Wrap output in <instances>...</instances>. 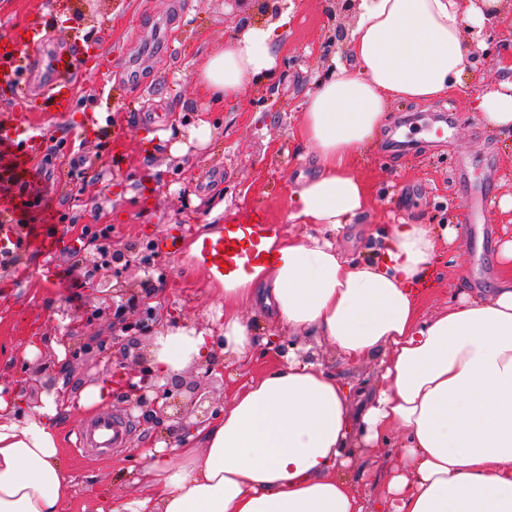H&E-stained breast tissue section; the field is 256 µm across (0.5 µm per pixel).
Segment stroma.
I'll return each mask as SVG.
<instances>
[{
    "label": "stroma",
    "mask_w": 512,
    "mask_h": 512,
    "mask_svg": "<svg viewBox=\"0 0 512 512\" xmlns=\"http://www.w3.org/2000/svg\"><path fill=\"white\" fill-rule=\"evenodd\" d=\"M47 1L66 21L50 31L49 40L95 44L109 64L83 69L79 103L63 122H51V109L40 113L54 164L27 177V193L42 195L67 220L52 227L59 242L56 253L21 248L17 265L0 276V385L11 388L23 385L30 367L44 356L62 367L64 381L73 386L90 368L89 361L55 348L54 342L66 325V311L79 317L78 334L91 339L102 331L90 315L88 292L80 287L89 270L72 253L76 247L83 253L94 249L87 232L91 225L104 226L118 248L153 239L157 261L167 271L152 282L153 306L215 328L214 315L224 299L194 263L187 227L196 225L204 236L259 210L278 232H293L286 221L288 197L299 176L313 170L304 158L305 145L294 135L298 106L329 51L345 53L353 25L352 13H333L331 0H295L276 76L249 85L235 108L212 104L213 141L203 149L189 146L176 168L174 141L166 133L196 123L205 97L195 73L223 41L245 24L262 21L256 0H240L233 7L224 0H0V26L30 18ZM511 66L512 36L504 34L478 59L465 90L429 103H394L389 126L357 158L356 171L370 186L371 202L338 239L347 258L369 257L375 234L399 220L439 224L450 209L459 218L456 238L444 247L441 282L422 303L424 314L446 308L454 292L487 293L497 278L499 242L503 234L512 235V218L497 207L502 197L512 195V132L486 128L469 98L475 90L495 87ZM448 110L453 113L449 132L439 135L425 124V117ZM87 112L101 115L102 132H84ZM462 156L470 160L466 184L454 177ZM474 188L483 189L490 200L475 224L461 206ZM217 200L223 201L224 212L214 218L210 212ZM255 330L258 346L246 369L217 366L211 386L214 408H223L242 374H261L298 345L353 385V409H360L379 382L376 361L345 365L326 344L299 340L261 317ZM31 343L37 351L29 355L25 349ZM105 407L130 425L126 446L105 454L75 446V430L90 420L89 412L73 406L59 419L74 480L72 512L115 497L135 498L140 455L164 440L160 430L145 426L118 400L108 399ZM394 459V449L365 448L346 471L366 512H376L383 471Z\"/></svg>",
    "instance_id": "obj_1"
}]
</instances>
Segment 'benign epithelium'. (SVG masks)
Masks as SVG:
<instances>
[{
  "instance_id": "benign-epithelium-1",
  "label": "benign epithelium",
  "mask_w": 512,
  "mask_h": 512,
  "mask_svg": "<svg viewBox=\"0 0 512 512\" xmlns=\"http://www.w3.org/2000/svg\"><path fill=\"white\" fill-rule=\"evenodd\" d=\"M84 264L96 277L95 285L110 288L105 301L92 309L97 319L106 324L107 335L95 337L88 357L103 358L112 341L121 342L124 356L132 359L135 368L116 375L114 398L138 413L143 422L165 429L170 443L190 435L212 413L207 391V382L212 379L211 366H206L201 377L187 382L175 375L161 376L144 357L143 340L153 336L164 321L176 320V316L149 306L151 298L122 276L126 269H143L139 246L112 250L109 263L100 262L95 249L84 257ZM60 375L51 366L39 364L37 391L57 390Z\"/></svg>"
}]
</instances>
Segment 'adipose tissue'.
Wrapping results in <instances>:
<instances>
[{
  "label": "adipose tissue",
  "mask_w": 512,
  "mask_h": 512,
  "mask_svg": "<svg viewBox=\"0 0 512 512\" xmlns=\"http://www.w3.org/2000/svg\"><path fill=\"white\" fill-rule=\"evenodd\" d=\"M487 9L468 0H357L347 52L299 106L298 133L317 167L292 189L276 259L224 282V351L250 361L256 338L242 307H261L281 331L327 343L347 365L378 359L382 384L361 418L351 388L322 364L289 355L237 388L178 458L144 452L143 495L95 512H365L343 476L357 448L399 437L383 474L386 512H512V239L499 248L489 296L460 295L419 313L449 229L388 225L371 258L354 263L333 242L367 208L354 171L397 100L428 102L462 88L477 58L467 30ZM282 12L247 26L214 52L197 79L211 99L239 103L247 84L279 64ZM491 129L512 128V77L478 93ZM151 355L165 375L209 363L206 329L167 326ZM0 394V512H64L73 480L60 448L56 395L17 410Z\"/></svg>",
  "instance_id": "1"
}]
</instances>
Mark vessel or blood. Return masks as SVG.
<instances>
[{
    "mask_svg": "<svg viewBox=\"0 0 512 512\" xmlns=\"http://www.w3.org/2000/svg\"><path fill=\"white\" fill-rule=\"evenodd\" d=\"M44 25L38 21L24 30L15 26L0 36L9 44L8 50L0 52V66L5 69L0 75V98H17L26 89L27 79L36 77L41 80L43 91L54 98L55 110L68 112L76 105L71 76L77 62L84 59L85 50L79 45L66 46L46 60L35 59L30 53V46L38 42ZM41 143L40 133L28 135L18 126H0V148H10L23 168L30 169L36 165ZM275 232V225L266 223L261 215L256 214L248 223L222 225L219 232L195 237L193 243L209 279L220 283L224 278L261 265V257L266 252L265 243ZM76 438V445L80 448H109L123 443L126 428L107 411L90 424L80 426Z\"/></svg>",
    "mask_w": 512,
    "mask_h": 512,
    "instance_id": "obj_1",
    "label": "vessel or blood"
}]
</instances>
